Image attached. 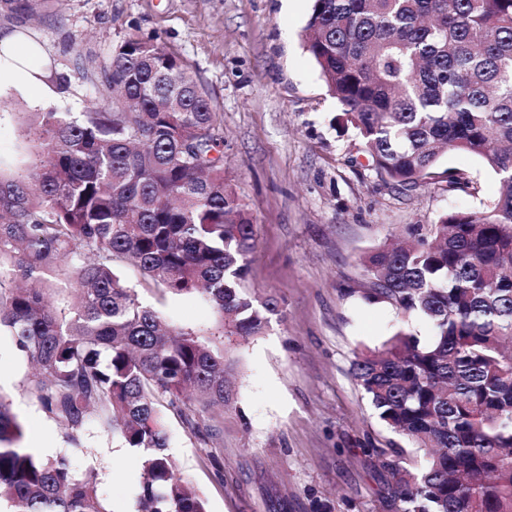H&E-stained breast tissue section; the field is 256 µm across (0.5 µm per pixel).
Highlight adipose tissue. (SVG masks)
<instances>
[{
    "label": "adipose tissue",
    "instance_id": "adipose-tissue-1",
    "mask_svg": "<svg viewBox=\"0 0 512 512\" xmlns=\"http://www.w3.org/2000/svg\"><path fill=\"white\" fill-rule=\"evenodd\" d=\"M0 75L24 93L32 105L55 94L51 65L43 45L19 29H0Z\"/></svg>",
    "mask_w": 512,
    "mask_h": 512
}]
</instances>
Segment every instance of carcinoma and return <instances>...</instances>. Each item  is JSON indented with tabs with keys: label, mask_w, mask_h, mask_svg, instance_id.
<instances>
[{
	"label": "carcinoma",
	"mask_w": 512,
	"mask_h": 512,
	"mask_svg": "<svg viewBox=\"0 0 512 512\" xmlns=\"http://www.w3.org/2000/svg\"><path fill=\"white\" fill-rule=\"evenodd\" d=\"M305 31L382 180L415 187L450 152L499 176L490 206L449 211L411 228L408 245L362 258L365 299L389 303L397 322L351 374L378 418L412 439L375 449L399 512H512V0H313ZM103 77L112 100L77 118L36 113L31 168L0 176V335L71 447L93 422L135 453L140 512H207L173 467L160 406L200 429L236 401L234 360L144 304L116 263L204 299L220 338L262 334L279 301L247 287L253 221L224 180L221 121L189 69L130 39ZM21 439L0 395L5 512H112L94 470L77 477L69 454L42 460Z\"/></svg>",
	"instance_id": "carcinoma-1"
}]
</instances>
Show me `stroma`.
Wrapping results in <instances>:
<instances>
[{
  "label": "stroma",
  "mask_w": 512,
  "mask_h": 512,
  "mask_svg": "<svg viewBox=\"0 0 512 512\" xmlns=\"http://www.w3.org/2000/svg\"><path fill=\"white\" fill-rule=\"evenodd\" d=\"M312 0H41L35 16L0 14V28L40 41L59 94L46 109L79 115L111 98L102 68L117 45L155 40L177 55L216 108L224 139V179L250 212L257 249L248 284L274 295L280 311L262 335L231 346L237 401L212 433L168 415V452L204 495L209 512H396L391 477L368 442L408 440L389 430L350 366L356 352L389 337L395 312L364 302L360 265L368 251L409 226L436 223L453 209L495 201L500 183L483 161L451 152L436 176L410 191L383 182L367 165L355 130L304 44ZM0 173L28 158L25 118L34 107L0 83ZM462 173L449 190L446 172ZM117 271L170 324L207 334L216 315L201 298L161 297L130 262ZM30 367L0 335V392L24 423V442L52 458L67 445L29 399ZM76 475L98 474L114 512H133L136 457L110 436L91 433L71 454Z\"/></svg>",
  "instance_id": "35a3bbf8"
}]
</instances>
